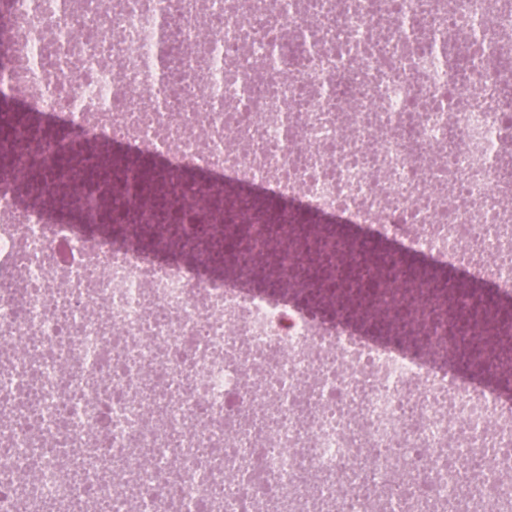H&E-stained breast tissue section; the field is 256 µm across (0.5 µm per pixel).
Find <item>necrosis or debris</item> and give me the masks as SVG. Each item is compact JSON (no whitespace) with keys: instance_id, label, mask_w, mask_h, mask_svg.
Returning <instances> with one entry per match:
<instances>
[{"instance_id":"necrosis-or-debris-1","label":"necrosis or debris","mask_w":512,"mask_h":512,"mask_svg":"<svg viewBox=\"0 0 512 512\" xmlns=\"http://www.w3.org/2000/svg\"><path fill=\"white\" fill-rule=\"evenodd\" d=\"M464 35L466 78H450ZM512 8L504 0H0V95L84 149L0 115V512H469L512 502V404L369 321L320 317L258 281L250 220L333 215L360 250L343 287L407 309L402 258L512 295ZM171 188L118 189L104 150ZM71 185L60 196V182ZM111 223L79 218L88 194ZM178 219V248L112 227ZM236 225L215 272L201 237ZM493 257L485 265L484 257ZM457 293L428 334L473 342Z\"/></svg>"}]
</instances>
